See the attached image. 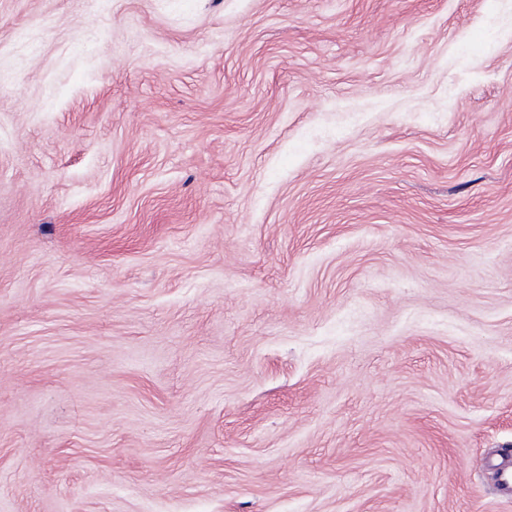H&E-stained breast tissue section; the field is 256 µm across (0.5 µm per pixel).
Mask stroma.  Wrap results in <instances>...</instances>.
I'll list each match as a JSON object with an SVG mask.
<instances>
[{"instance_id": "1", "label": "stroma", "mask_w": 512, "mask_h": 512, "mask_svg": "<svg viewBox=\"0 0 512 512\" xmlns=\"http://www.w3.org/2000/svg\"><path fill=\"white\" fill-rule=\"evenodd\" d=\"M512 0H0V512H512Z\"/></svg>"}]
</instances>
